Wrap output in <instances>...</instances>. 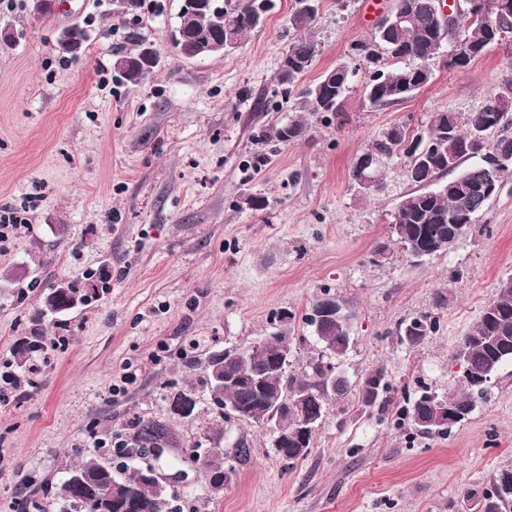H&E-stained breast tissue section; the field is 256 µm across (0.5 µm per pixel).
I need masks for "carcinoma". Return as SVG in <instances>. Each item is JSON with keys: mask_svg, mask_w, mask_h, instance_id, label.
Here are the masks:
<instances>
[{"mask_svg": "<svg viewBox=\"0 0 512 512\" xmlns=\"http://www.w3.org/2000/svg\"><path fill=\"white\" fill-rule=\"evenodd\" d=\"M223 9L214 13L204 9L193 15H178V24L172 29L170 42L173 51H178L184 39L207 38L217 34L224 23H233L237 43L260 27L255 20L259 0H222ZM433 0H395L401 12L411 16L412 25L408 28H391L374 33L369 41L357 43L353 49L360 52L364 66L378 75L377 84L370 97V103L384 107L400 102L424 87L430 80L425 68L441 57L444 46L457 49V45L469 46L470 53L465 62L450 61L459 68L467 67L472 61L485 56L491 49L512 45V15L494 16L489 21L468 25L464 20L442 26V19L432 9ZM315 15L293 14L291 27L297 36L289 43L285 55L288 60L313 63L319 53L318 42L312 33ZM306 69L298 66L278 68V85L281 97L287 99L294 93V87ZM352 77L338 73L333 82H315L297 93L301 111L312 115L342 112ZM496 94H490L486 106L479 112L460 115L456 112L439 110L431 113L425 129L421 132L410 129L405 124L392 126L381 137L372 140L362 154L375 157L383 162L394 157L404 158L410 163V148L420 154L424 169L438 181L455 170L448 158L438 157L431 151L434 143L447 141L452 144V154L461 161L474 157L478 161L461 172L462 184L466 192L439 188L428 200L422 199L426 189L412 184V189L404 195L408 205L392 215L391 228L394 242L400 250L412 242L416 246H426L424 258L432 259L442 251L427 248L428 239L437 235L456 234V225H473L479 214L485 210L491 197L482 193V186L494 179L505 182L512 178V170L497 174L496 156H512V105L504 109L494 104ZM307 131L301 116L271 127L258 136L262 144H286L302 138ZM512 283V276L500 281L497 296L483 308L478 321L463 336L458 354L464 358V380L462 388L448 393L423 394L405 409V417L415 428L435 417L434 402L446 400L449 404L474 411V404L485 397L490 383L499 369L512 362V288L503 284ZM353 316L348 308H343L336 320L329 321L314 331V335L324 345L325 351L336 358L343 357L352 344ZM45 350L37 336L24 337L13 347L16 371L12 373L13 384L17 387L38 384L32 374L31 362ZM289 361L283 360L265 370L261 380L262 398L253 404V419L250 424L263 426L262 417L277 406L295 388L310 389L317 396L308 400L305 413L311 416L328 410V394L337 396L349 390L348 380L336 374V380H323L324 370L316 364L314 373L317 380L290 379L287 377ZM225 383L216 380L214 371L203 370L204 384L208 390L210 403L217 413L224 414V407H238L250 401L248 392L241 381L248 378L252 370L249 363L233 358L216 365ZM132 440L135 444H150L167 435V428L151 419L134 424ZM112 452L88 457L66 471L53 496L42 502L33 503L35 512H120L116 499L112 498V487L120 486L126 493L142 500L149 512H159L153 506L154 489L141 480V468L134 467L124 475H116L104 466V459ZM489 489L497 491L492 512H512V468L500 470L493 478Z\"/></svg>", "mask_w": 512, "mask_h": 512, "instance_id": "carcinoma-1", "label": "carcinoma"}]
</instances>
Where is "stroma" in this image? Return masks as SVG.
Masks as SVG:
<instances>
[{
	"mask_svg": "<svg viewBox=\"0 0 512 512\" xmlns=\"http://www.w3.org/2000/svg\"><path fill=\"white\" fill-rule=\"evenodd\" d=\"M180 7L146 0L132 30L112 0H59L43 17L29 0H0V31L13 36L0 44V210H28L27 224L0 239V373L13 370L18 338L39 336L46 347L38 385L8 389L0 402V512L50 498L66 468L95 455L93 437L111 441L115 472L141 464L122 447L142 418L168 426L167 453L184 472L172 488L180 512H464L466 490L512 468V363L449 435L416 430L403 410L462 382L458 345L512 274V180L454 249L416 263L390 232L409 190L402 160L389 163L372 199L350 171L395 124L416 131L432 112L481 109L512 81V48L461 70L437 59L429 84L388 107L372 106L354 81L342 119L308 116L305 136L257 168L260 131L297 106L271 103L294 0H277L233 53L198 60L171 51ZM376 22L363 0H318L319 53L301 85L349 60ZM70 28L87 35L75 56L56 43ZM133 31L159 57L137 85L114 66L117 53L133 51ZM383 244L391 253L379 262ZM59 282H92L101 293L39 317L42 293ZM326 292L354 314L353 345L337 360L303 322ZM285 311L294 315L290 375L330 363L351 386L330 396L310 453L293 463L269 430L221 417L201 370L185 365L280 329ZM427 314L439 331L415 347L402 341L400 328ZM375 369L392 387L382 409L359 399ZM189 386L195 414L171 418L170 392ZM240 441L251 450L244 462L233 458ZM196 446L223 449L233 466L222 491L192 459Z\"/></svg>",
	"mask_w": 512,
	"mask_h": 512,
	"instance_id": "1",
	"label": "stroma"
}]
</instances>
